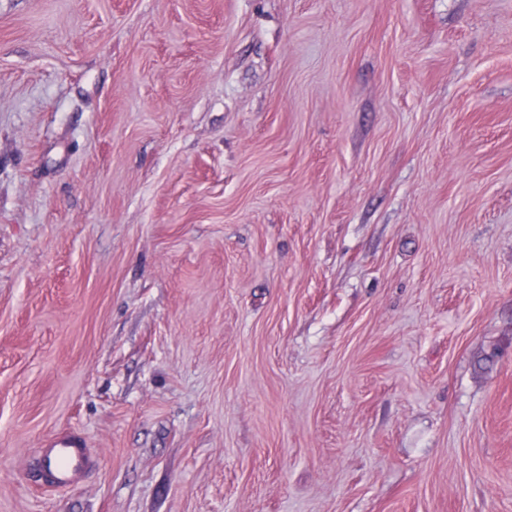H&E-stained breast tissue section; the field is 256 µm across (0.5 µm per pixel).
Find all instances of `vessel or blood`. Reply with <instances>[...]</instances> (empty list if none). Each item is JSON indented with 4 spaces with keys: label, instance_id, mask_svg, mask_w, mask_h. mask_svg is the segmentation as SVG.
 <instances>
[{
    "label": "vessel or blood",
    "instance_id": "1",
    "mask_svg": "<svg viewBox=\"0 0 512 512\" xmlns=\"http://www.w3.org/2000/svg\"><path fill=\"white\" fill-rule=\"evenodd\" d=\"M43 466L36 478L41 485L66 489L95 467L96 458L76 434L49 441L42 450Z\"/></svg>",
    "mask_w": 512,
    "mask_h": 512
}]
</instances>
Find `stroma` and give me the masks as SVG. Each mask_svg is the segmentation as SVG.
<instances>
[{
  "label": "stroma",
  "mask_w": 512,
  "mask_h": 512,
  "mask_svg": "<svg viewBox=\"0 0 512 512\" xmlns=\"http://www.w3.org/2000/svg\"><path fill=\"white\" fill-rule=\"evenodd\" d=\"M0 512H512V0H0ZM43 466L37 481L54 489H67L95 467L96 458L80 435H69L49 441L42 448Z\"/></svg>",
  "instance_id": "1"
}]
</instances>
